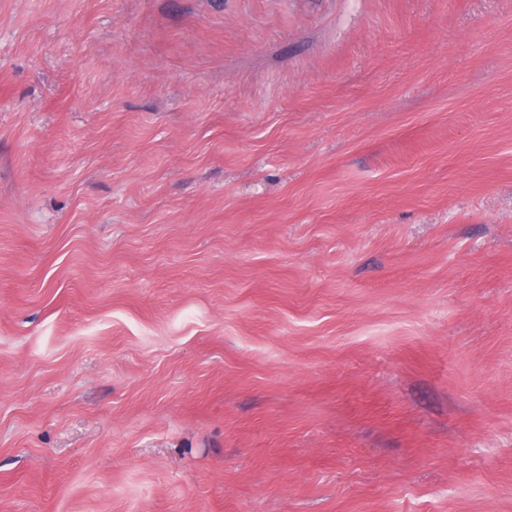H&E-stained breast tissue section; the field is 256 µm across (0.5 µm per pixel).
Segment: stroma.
I'll return each instance as SVG.
<instances>
[{
    "instance_id": "35a3bbf8",
    "label": "stroma",
    "mask_w": 512,
    "mask_h": 512,
    "mask_svg": "<svg viewBox=\"0 0 512 512\" xmlns=\"http://www.w3.org/2000/svg\"><path fill=\"white\" fill-rule=\"evenodd\" d=\"M0 512H512V0H0Z\"/></svg>"
}]
</instances>
